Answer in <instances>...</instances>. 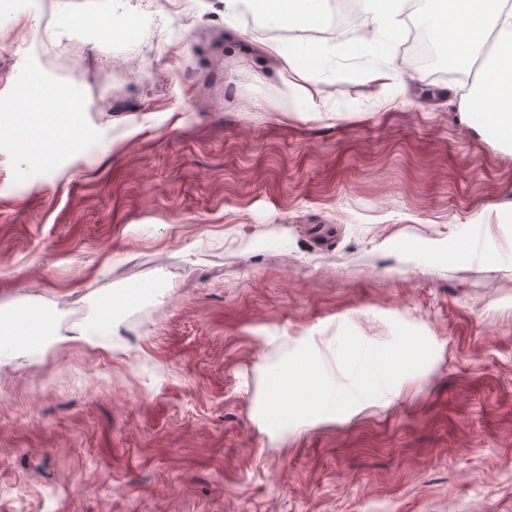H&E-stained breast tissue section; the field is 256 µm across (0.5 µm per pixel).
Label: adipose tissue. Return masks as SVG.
Listing matches in <instances>:
<instances>
[{
	"mask_svg": "<svg viewBox=\"0 0 512 512\" xmlns=\"http://www.w3.org/2000/svg\"><path fill=\"white\" fill-rule=\"evenodd\" d=\"M353 16L343 15V0H224L226 38L248 30L314 27L323 38L304 42H263L257 67L247 74L275 111L316 112L319 104L298 85L272 77L273 58L307 81L341 77L342 61L360 64L359 76L384 92L378 106L404 103L405 71L397 47L408 12L426 30L428 56L455 62L459 78L448 88V102L493 147L512 146V0H356ZM503 246L493 247L483 227H473L463 244L472 261L512 263V225L501 227Z\"/></svg>",
	"mask_w": 512,
	"mask_h": 512,
	"instance_id": "ef3b65f1",
	"label": "adipose tissue"
}]
</instances>
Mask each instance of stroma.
Wrapping results in <instances>:
<instances>
[{
  "label": "stroma",
  "instance_id": "stroma-1",
  "mask_svg": "<svg viewBox=\"0 0 512 512\" xmlns=\"http://www.w3.org/2000/svg\"><path fill=\"white\" fill-rule=\"evenodd\" d=\"M269 37L225 41L224 0H30L0 28L25 115L0 122V304L55 316L0 346V512H512V266L461 255L512 224V151L409 48L404 105L349 60L305 84L320 111H271L233 83ZM341 343L392 382L304 401L290 367Z\"/></svg>",
  "mask_w": 512,
  "mask_h": 512
}]
</instances>
